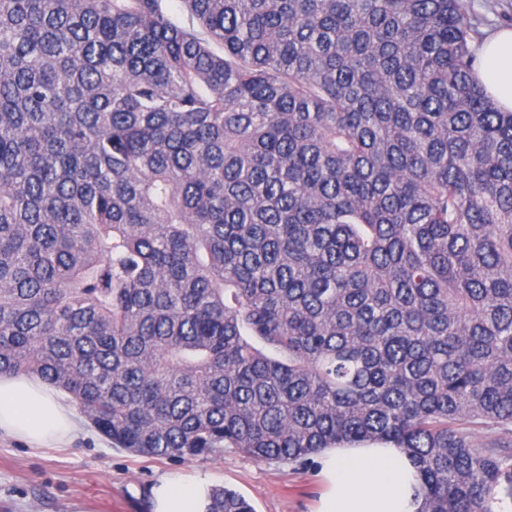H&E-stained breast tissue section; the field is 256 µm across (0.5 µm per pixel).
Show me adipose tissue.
<instances>
[{
    "mask_svg": "<svg viewBox=\"0 0 512 512\" xmlns=\"http://www.w3.org/2000/svg\"><path fill=\"white\" fill-rule=\"evenodd\" d=\"M479 79L497 108L512 112V27L482 46ZM74 414L53 389L27 375H0V431L37 446L66 441ZM323 492L315 512H420L422 480L404 449L383 441L342 443L315 457ZM212 480L165 477L151 489L152 512H206Z\"/></svg>",
    "mask_w": 512,
    "mask_h": 512,
    "instance_id": "ef3b65f1",
    "label": "adipose tissue"
}]
</instances>
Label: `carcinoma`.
<instances>
[{
    "label": "carcinoma",
    "instance_id": "obj_1",
    "mask_svg": "<svg viewBox=\"0 0 512 512\" xmlns=\"http://www.w3.org/2000/svg\"><path fill=\"white\" fill-rule=\"evenodd\" d=\"M181 3L0 0V374L139 456L385 440L421 512L512 503L467 433L512 426V112L465 0Z\"/></svg>",
    "mask_w": 512,
    "mask_h": 512
}]
</instances>
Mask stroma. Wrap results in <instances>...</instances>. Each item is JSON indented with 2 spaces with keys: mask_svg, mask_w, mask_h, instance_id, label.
<instances>
[{
  "mask_svg": "<svg viewBox=\"0 0 512 512\" xmlns=\"http://www.w3.org/2000/svg\"><path fill=\"white\" fill-rule=\"evenodd\" d=\"M316 466L258 462L228 452L208 459H157L112 447L84 419L66 444L36 448L0 432V512H145L143 495L172 474L209 476L255 512H313Z\"/></svg>",
  "mask_w": 512,
  "mask_h": 512,
  "instance_id": "stroma-1",
  "label": "stroma"
}]
</instances>
